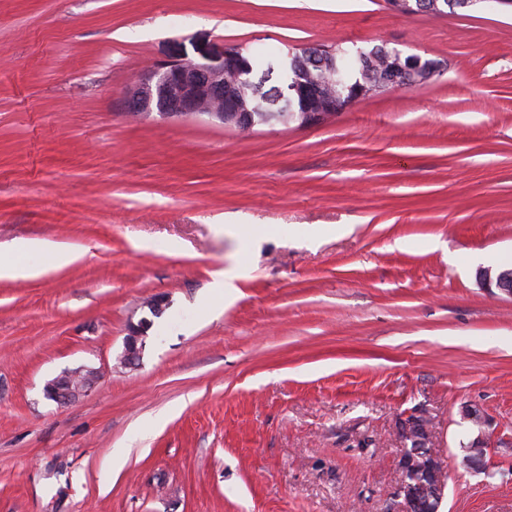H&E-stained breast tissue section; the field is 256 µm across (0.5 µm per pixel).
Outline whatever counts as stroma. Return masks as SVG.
<instances>
[{"label": "stroma", "mask_w": 512, "mask_h": 512, "mask_svg": "<svg viewBox=\"0 0 512 512\" xmlns=\"http://www.w3.org/2000/svg\"><path fill=\"white\" fill-rule=\"evenodd\" d=\"M382 44L445 71L247 134L123 108L148 61L240 46L269 92L289 48ZM18 239L79 258L17 253L48 273L0 279V512H397L415 410L444 512H512V299L477 284L512 263L511 12L0 0V246ZM78 367L96 385L47 399ZM143 325H131L125 338V350L121 363L125 367H132L138 364L142 349V338L144 337ZM140 343V346H138ZM98 379L99 375L93 369L66 370L47 383L45 395L57 404L65 405L87 393ZM463 418L470 421L477 427V435L469 442L465 448L466 455L463 457V464L469 468L478 471L485 470L486 467V454L488 443L486 441L483 428L486 425V418L480 410L465 407L462 411Z\"/></svg>", "instance_id": "35a3bbf8"}]
</instances>
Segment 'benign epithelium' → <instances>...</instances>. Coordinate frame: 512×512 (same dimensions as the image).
<instances>
[{
	"label": "benign epithelium",
	"mask_w": 512,
	"mask_h": 512,
	"mask_svg": "<svg viewBox=\"0 0 512 512\" xmlns=\"http://www.w3.org/2000/svg\"><path fill=\"white\" fill-rule=\"evenodd\" d=\"M251 71L242 52L232 48L201 61L179 58L157 62L138 72L125 94L124 107L146 116L156 113L164 119L206 115L223 125L249 131L270 120V116L263 114L262 103L249 78ZM377 71L373 89L361 85L355 95L348 97L336 93L335 82L324 81L304 67L294 86L303 105L298 124L324 123L366 92L373 94L425 84L443 71V65L439 62L424 65L416 55L387 48L379 54ZM477 279L489 294L512 299V266L484 269ZM143 334L144 327L129 326L121 360L124 366L138 364ZM98 379V373L92 369L66 370L47 383L45 395L65 405L87 393ZM463 418L477 427V435L465 448L463 464L482 471L486 469L488 448L483 432L486 418L480 410L471 407L463 409ZM402 438L405 448L398 461L401 479L396 492L401 499L399 512H438L447 482V466L444 458L430 448L429 423L423 414L413 412L407 416L402 423Z\"/></svg>",
	"instance_id": "benign-epithelium-1"
}]
</instances>
